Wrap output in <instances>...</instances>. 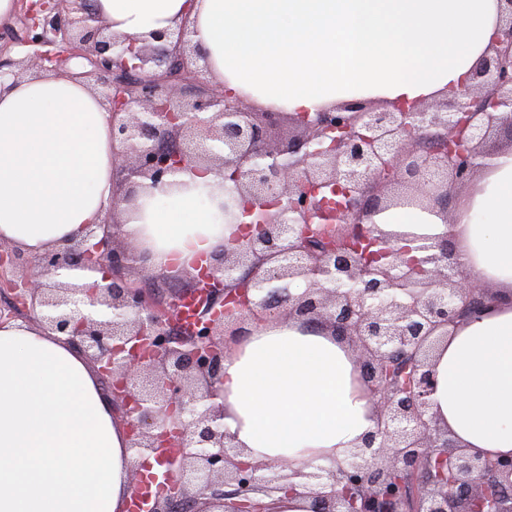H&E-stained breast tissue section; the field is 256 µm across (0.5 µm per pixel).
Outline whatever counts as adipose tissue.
Listing matches in <instances>:
<instances>
[{
    "label": "adipose tissue",
    "instance_id": "1",
    "mask_svg": "<svg viewBox=\"0 0 512 512\" xmlns=\"http://www.w3.org/2000/svg\"><path fill=\"white\" fill-rule=\"evenodd\" d=\"M114 37L150 41L188 22L207 80L262 109L318 112L359 92L390 104L462 89L501 25L500 0H94ZM112 126L93 89L34 75L0 85V241L30 257L62 247L112 207ZM232 182L206 166L143 188L123 235L153 271L233 247ZM448 241L495 299L449 326L432 410L465 448L512 455V149L494 157L443 223L426 209L376 215ZM224 432L241 462L335 466L375 427L348 344L327 327L270 322L224 353ZM131 455L92 365L30 318L0 322V512H125Z\"/></svg>",
    "mask_w": 512,
    "mask_h": 512
}]
</instances>
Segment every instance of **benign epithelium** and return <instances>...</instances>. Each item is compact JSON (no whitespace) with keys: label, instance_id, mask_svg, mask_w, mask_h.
I'll use <instances>...</instances> for the list:
<instances>
[{"label":"benign epithelium","instance_id":"7a95c632","mask_svg":"<svg viewBox=\"0 0 512 512\" xmlns=\"http://www.w3.org/2000/svg\"><path fill=\"white\" fill-rule=\"evenodd\" d=\"M503 24L473 69L470 84L438 107L374 108L354 97L321 112H266L203 77V58L187 26L136 46L112 37L91 0H23L24 35L15 44L39 73L75 64L99 76L110 114L120 188L167 178L192 164L234 182L224 223L236 209L255 233L186 277L210 303L178 330L181 290L144 287L150 269L119 232V211L136 192L116 191L112 211L85 235L29 261L22 282L5 275L11 313L28 311L65 336L98 369L133 451L131 496L144 512H267L262 501L301 486L311 512H512V456L462 448L431 409L433 353L448 326L492 302L445 244L419 247L406 261L400 237L372 217L413 203L448 213V185L471 183L490 155L487 140L512 143V0ZM276 125L297 130L270 144ZM360 224L388 246L376 266L338 254L322 224ZM64 268L98 270L87 290L49 283ZM296 282L306 285L291 292ZM97 306L102 316L85 313ZM265 323L320 321L358 356L375 398L376 429L333 468L288 460L244 464L227 443L216 380L224 363V325L245 316Z\"/></svg>","mask_w":512,"mask_h":512}]
</instances>
